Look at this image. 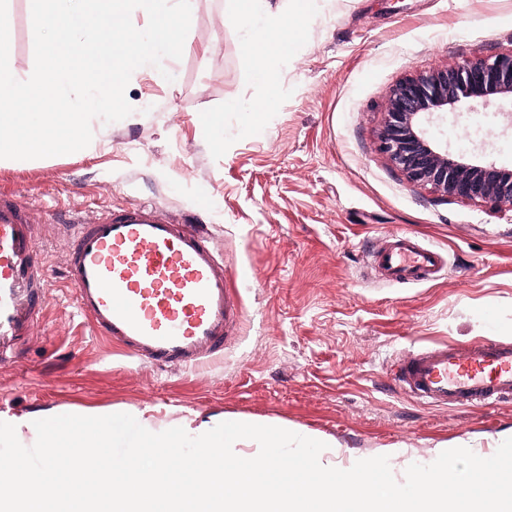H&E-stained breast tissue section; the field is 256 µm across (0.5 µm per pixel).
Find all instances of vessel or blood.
I'll use <instances>...</instances> for the list:
<instances>
[{
  "mask_svg": "<svg viewBox=\"0 0 512 512\" xmlns=\"http://www.w3.org/2000/svg\"><path fill=\"white\" fill-rule=\"evenodd\" d=\"M67 279L93 333L139 361L193 367L223 351L243 317L242 303L209 238L161 209H108L71 218ZM445 252L410 232L384 235L369 265L388 284L436 278ZM47 270L34 227L0 195V363L46 300ZM392 379L410 398L444 409H490L512 401V343L442 342L395 360Z\"/></svg>",
  "mask_w": 512,
  "mask_h": 512,
  "instance_id": "1",
  "label": "vessel or blood"
}]
</instances>
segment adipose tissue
Here are the masks:
<instances>
[{"label":"adipose tissue","instance_id":"ef3b65f1","mask_svg":"<svg viewBox=\"0 0 512 512\" xmlns=\"http://www.w3.org/2000/svg\"><path fill=\"white\" fill-rule=\"evenodd\" d=\"M242 17L255 19L256 25L246 42L256 64L253 76L259 81H267L265 60L273 54L285 55L298 41L299 32L282 33L273 19L268 0H233V6L227 15L234 21Z\"/></svg>","mask_w":512,"mask_h":512}]
</instances>
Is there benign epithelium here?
Masks as SVG:
<instances>
[{
	"label": "benign epithelium",
	"mask_w": 512,
	"mask_h": 512,
	"mask_svg": "<svg viewBox=\"0 0 512 512\" xmlns=\"http://www.w3.org/2000/svg\"><path fill=\"white\" fill-rule=\"evenodd\" d=\"M512 95V52L411 76L389 93L379 150L407 181L445 197L512 210V170L455 158L425 134L423 121L464 104L485 109Z\"/></svg>",
	"instance_id": "7a95c632"
}]
</instances>
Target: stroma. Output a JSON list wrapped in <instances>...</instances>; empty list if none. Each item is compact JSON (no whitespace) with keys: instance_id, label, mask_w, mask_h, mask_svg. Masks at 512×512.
I'll list each match as a JSON object with an SVG mask.
<instances>
[{"instance_id":"1","label":"stroma","mask_w":512,"mask_h":512,"mask_svg":"<svg viewBox=\"0 0 512 512\" xmlns=\"http://www.w3.org/2000/svg\"><path fill=\"white\" fill-rule=\"evenodd\" d=\"M9 63L34 68L31 0H7ZM227 0H198L170 80L133 73L136 111L92 122L78 152L0 159V192L34 213L48 301L0 365V418L148 412L164 428L210 418L290 426L336 441L338 460L391 449L401 477L438 444L489 453L512 428V403L478 410L419 404L390 365L438 342L512 340V210L447 198L410 184L378 150L382 109L407 76L512 51V0H319L268 82ZM273 99L270 111L248 107ZM220 119L219 127L204 116ZM430 138L452 156L512 169V99L488 121L436 115ZM155 205L205 230L234 277L244 317L223 353L192 369H159L90 335L66 283L61 214ZM406 230L439 246L448 266L423 285L374 278L367 253Z\"/></svg>"}]
</instances>
